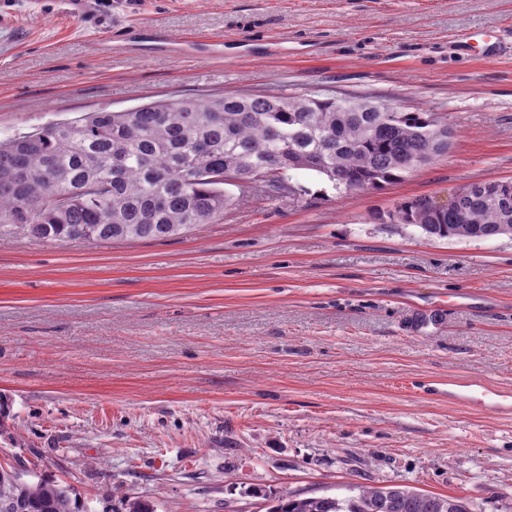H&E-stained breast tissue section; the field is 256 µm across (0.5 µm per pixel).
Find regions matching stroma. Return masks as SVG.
I'll list each match as a JSON object with an SVG mask.
<instances>
[{
	"label": "stroma",
	"mask_w": 512,
	"mask_h": 512,
	"mask_svg": "<svg viewBox=\"0 0 512 512\" xmlns=\"http://www.w3.org/2000/svg\"><path fill=\"white\" fill-rule=\"evenodd\" d=\"M221 42L219 54L177 43ZM512 0H0V140L105 107L222 92L366 96L447 118V154L339 192L233 201L165 241L0 236V465L90 512H265L408 485L512 512V237L436 239L390 215L512 180ZM474 393H479L485 398L495 401L500 408L510 411L511 393L500 392L490 389L486 384H472L466 382H448V396L458 399H469Z\"/></svg>",
	"instance_id": "1"
}]
</instances>
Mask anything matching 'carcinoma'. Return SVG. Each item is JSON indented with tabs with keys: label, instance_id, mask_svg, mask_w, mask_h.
<instances>
[{
	"label": "carcinoma",
	"instance_id": "1",
	"mask_svg": "<svg viewBox=\"0 0 512 512\" xmlns=\"http://www.w3.org/2000/svg\"><path fill=\"white\" fill-rule=\"evenodd\" d=\"M429 112H401L368 98L307 93H225L99 109L0 142V234L51 242L166 240L224 219V185L238 199L293 194L287 172L326 177L348 193L402 179L448 151ZM270 179L252 185L255 173ZM462 206L439 211L420 198L396 218L430 238L512 236V181L474 182ZM21 512H79L72 489L0 467V502ZM267 512H469L458 497L406 485L347 486L301 497L282 491Z\"/></svg>",
	"mask_w": 512,
	"mask_h": 512
}]
</instances>
